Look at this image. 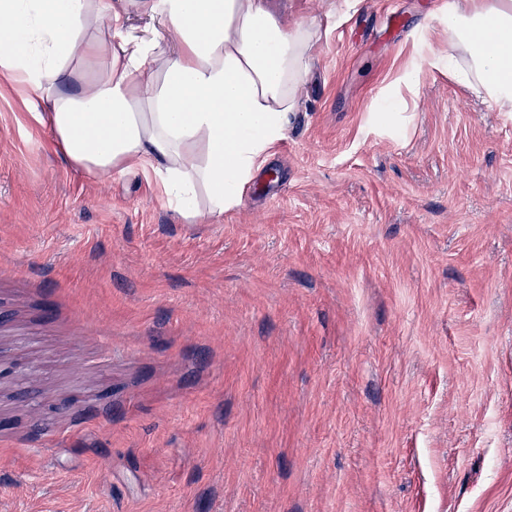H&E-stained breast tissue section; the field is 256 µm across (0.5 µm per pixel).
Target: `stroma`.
<instances>
[{
	"instance_id": "1",
	"label": "stroma",
	"mask_w": 512,
	"mask_h": 512,
	"mask_svg": "<svg viewBox=\"0 0 512 512\" xmlns=\"http://www.w3.org/2000/svg\"><path fill=\"white\" fill-rule=\"evenodd\" d=\"M445 2L294 0L297 111L206 224L0 78V512H512V112L401 79Z\"/></svg>"
}]
</instances>
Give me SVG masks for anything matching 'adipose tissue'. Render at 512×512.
<instances>
[{
  "label": "adipose tissue",
  "instance_id": "ef3b65f1",
  "mask_svg": "<svg viewBox=\"0 0 512 512\" xmlns=\"http://www.w3.org/2000/svg\"><path fill=\"white\" fill-rule=\"evenodd\" d=\"M157 36L131 34L130 11ZM447 54L413 63L512 112V0H448ZM277 0H0V74L37 107L70 167L146 170L185 223L219 219L288 128L319 40Z\"/></svg>",
  "mask_w": 512,
  "mask_h": 512
}]
</instances>
